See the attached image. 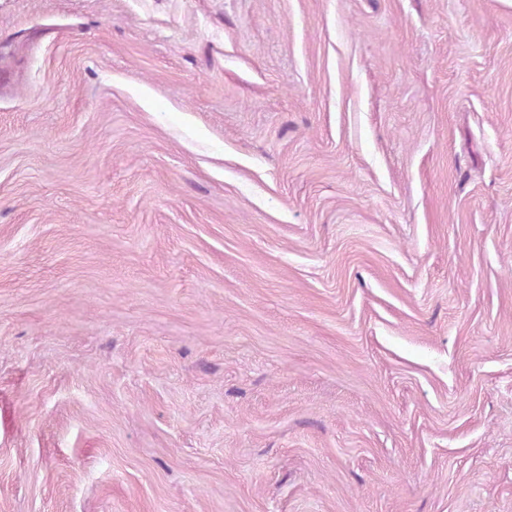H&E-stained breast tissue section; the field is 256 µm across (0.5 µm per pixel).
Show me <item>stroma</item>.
Segmentation results:
<instances>
[{
    "instance_id": "stroma-1",
    "label": "stroma",
    "mask_w": 512,
    "mask_h": 512,
    "mask_svg": "<svg viewBox=\"0 0 512 512\" xmlns=\"http://www.w3.org/2000/svg\"><path fill=\"white\" fill-rule=\"evenodd\" d=\"M0 512H512V0H0Z\"/></svg>"
}]
</instances>
